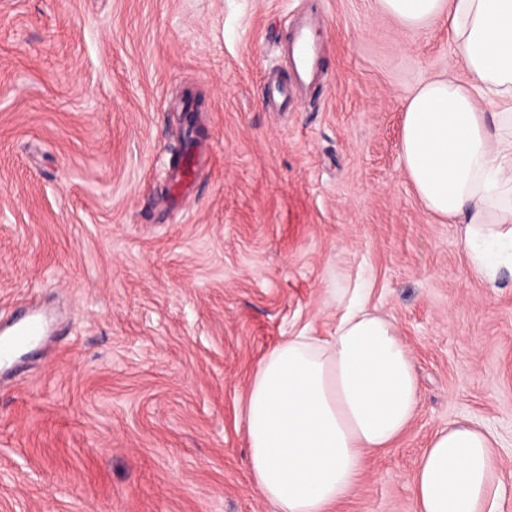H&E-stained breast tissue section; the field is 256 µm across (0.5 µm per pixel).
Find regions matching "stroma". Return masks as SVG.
I'll return each instance as SVG.
<instances>
[{
	"mask_svg": "<svg viewBox=\"0 0 512 512\" xmlns=\"http://www.w3.org/2000/svg\"><path fill=\"white\" fill-rule=\"evenodd\" d=\"M307 14L325 79L269 111ZM448 75L469 78L446 18L380 0H0V319L54 322L0 379V512H275L247 464L253 369L331 336L358 288L420 404L335 512H413L420 455L462 421L498 436L512 512V277L471 273L400 155L408 99ZM189 93L208 156L172 208Z\"/></svg>",
	"mask_w": 512,
	"mask_h": 512,
	"instance_id": "1",
	"label": "stroma"
}]
</instances>
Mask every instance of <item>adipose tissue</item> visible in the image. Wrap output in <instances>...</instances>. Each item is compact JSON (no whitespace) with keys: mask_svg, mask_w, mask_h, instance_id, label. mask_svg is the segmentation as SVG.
Returning a JSON list of instances; mask_svg holds the SVG:
<instances>
[{"mask_svg":"<svg viewBox=\"0 0 512 512\" xmlns=\"http://www.w3.org/2000/svg\"><path fill=\"white\" fill-rule=\"evenodd\" d=\"M418 27L444 15L466 83L435 79L408 101L400 153L425 207L463 227L488 287L512 275V0H381ZM419 406L414 361L395 324L356 291L333 336L284 338L257 364L245 400L248 466L276 512H334L369 452L392 447ZM495 435L438 431L413 480L414 512H499Z\"/></svg>","mask_w":512,"mask_h":512,"instance_id":"adipose-tissue-1","label":"adipose tissue"}]
</instances>
